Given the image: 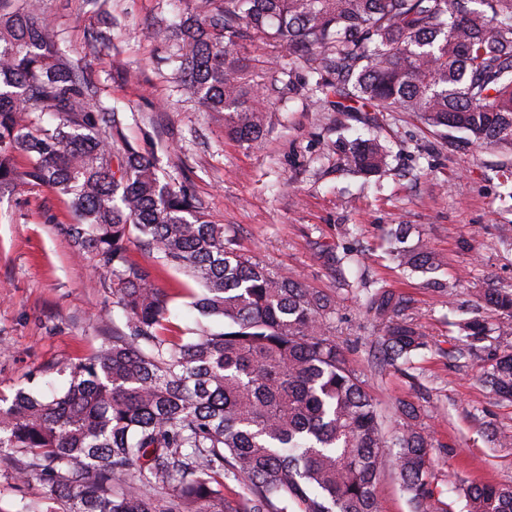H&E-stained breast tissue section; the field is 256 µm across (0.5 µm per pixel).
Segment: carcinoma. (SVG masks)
<instances>
[{
    "mask_svg": "<svg viewBox=\"0 0 512 512\" xmlns=\"http://www.w3.org/2000/svg\"><path fill=\"white\" fill-rule=\"evenodd\" d=\"M186 2L154 33L177 46L186 93L239 141L262 137L301 64L334 112H413L440 134L512 152V0ZM83 3L96 24L71 54L40 0H0V193L21 183L67 197L76 223L64 231L112 277L125 324L69 366L62 394L0 397V463L38 481L16 512H380L375 488L390 466L412 512H512V484L455 479L456 498L443 500L419 410L402 404V430L386 439L364 380L330 335L336 301L240 254L224 225L125 139L123 113L92 77L112 44L107 0ZM248 42L284 50L292 64L273 71L243 51ZM43 112L57 123L43 125ZM389 156L373 135L349 144L346 163L370 177ZM410 230L390 233L392 261L436 271L439 255L407 244ZM134 237L200 286L191 307L221 330L198 320L188 336L174 326L165 290L129 256ZM482 301L499 321L457 323L461 357H479L492 332L512 335V289L489 285ZM365 306L384 323L377 366L398 369L428 347L406 298L368 287ZM481 381L512 401L511 344ZM231 477L246 489L233 505L224 500Z\"/></svg>",
    "mask_w": 512,
    "mask_h": 512,
    "instance_id": "obj_1",
    "label": "carcinoma"
}]
</instances>
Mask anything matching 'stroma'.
<instances>
[{
	"instance_id": "1",
	"label": "stroma",
	"mask_w": 512,
	"mask_h": 512,
	"mask_svg": "<svg viewBox=\"0 0 512 512\" xmlns=\"http://www.w3.org/2000/svg\"><path fill=\"white\" fill-rule=\"evenodd\" d=\"M42 7L60 47L82 50L90 24L83 0H42ZM108 9L118 21L114 48L98 58L94 75L103 101L123 112L126 137L158 159L165 180L190 189L241 254L335 298L331 333L386 433L399 430V402L418 407L444 499L455 496L452 474L512 483V403L483 386L482 361L452 356L460 345L455 324L484 283L512 288V181L501 172L512 156L448 142L410 112H380L366 125L324 111L303 66L263 138L237 141L181 90L172 42L149 32L155 18H176L179 0H110ZM369 135L391 156L384 172L364 179L348 170L343 149ZM74 221L66 197L48 188L24 184L0 196V396L41 387L43 371L90 356L123 326L118 316L98 319L112 304V280L61 233ZM400 224L440 254L437 272L410 274L388 258L386 233ZM348 247L358 251L353 261L329 263ZM156 277L171 321L195 327L192 280L168 266ZM365 280L411 300V317L429 340L411 372L375 367L382 327L359 300Z\"/></svg>"
}]
</instances>
